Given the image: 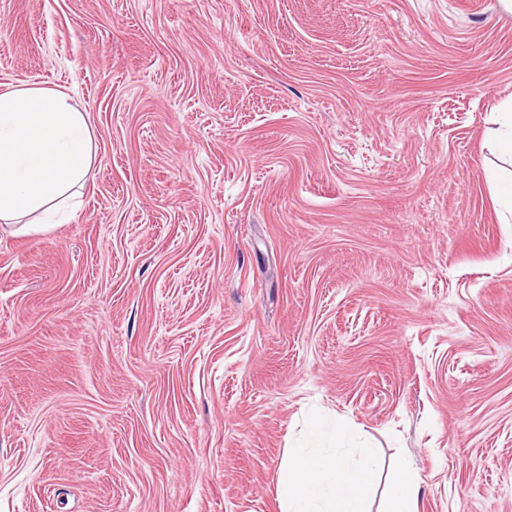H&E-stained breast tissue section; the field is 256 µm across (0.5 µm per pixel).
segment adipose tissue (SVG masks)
<instances>
[{
    "instance_id": "1",
    "label": "adipose tissue",
    "mask_w": 512,
    "mask_h": 512,
    "mask_svg": "<svg viewBox=\"0 0 512 512\" xmlns=\"http://www.w3.org/2000/svg\"><path fill=\"white\" fill-rule=\"evenodd\" d=\"M88 121L62 91L37 84L0 93V223L43 225L73 207L93 165ZM379 464L372 449L292 448L277 472L282 512H371ZM386 512H421L417 476L396 467Z\"/></svg>"
}]
</instances>
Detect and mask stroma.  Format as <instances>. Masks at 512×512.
<instances>
[{
	"instance_id": "stroma-1",
	"label": "stroma",
	"mask_w": 512,
	"mask_h": 512,
	"mask_svg": "<svg viewBox=\"0 0 512 512\" xmlns=\"http://www.w3.org/2000/svg\"><path fill=\"white\" fill-rule=\"evenodd\" d=\"M85 112L76 211L0 227V512H281L288 449L512 512L497 0H0V92Z\"/></svg>"
}]
</instances>
